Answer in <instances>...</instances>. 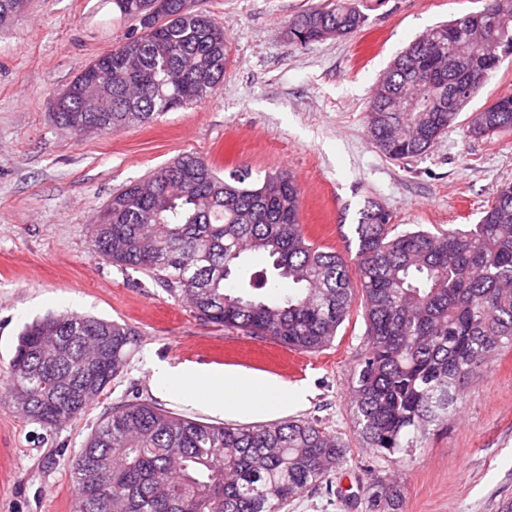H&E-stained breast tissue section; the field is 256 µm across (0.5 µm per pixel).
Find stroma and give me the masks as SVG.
<instances>
[{
    "label": "stroma",
    "mask_w": 512,
    "mask_h": 512,
    "mask_svg": "<svg viewBox=\"0 0 512 512\" xmlns=\"http://www.w3.org/2000/svg\"><path fill=\"white\" fill-rule=\"evenodd\" d=\"M320 2L199 0L228 38L216 94L150 123L87 136L59 125L53 104L125 34L112 0H28L0 26V367L23 326L49 313L115 320L137 333L124 372L54 442L39 444L37 427L0 402V512H58L73 488L64 458L127 399L207 423L227 419L206 399L185 402L176 383L159 384L160 363L192 373L240 369L302 388L300 405L227 420L308 418L342 436L352 456L332 481L344 497L360 496L368 471L391 468L405 487V512H496L512 499V350L495 356L459 415L429 435L414 461L394 467L360 447L350 412L351 377L365 349L361 304L331 344L302 352L205 323L150 273L91 250L89 226L112 195L186 152L221 171L292 174L307 236L339 252L370 201L403 229L479 222L495 192L512 183V134L476 138L462 122L428 155L394 162L371 145L365 114L395 56L439 23L482 9L483 0H353L366 17L357 32L288 45L289 20Z\"/></svg>",
    "instance_id": "stroma-1"
}]
</instances>
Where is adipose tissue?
<instances>
[{
	"label": "adipose tissue",
	"instance_id": "1",
	"mask_svg": "<svg viewBox=\"0 0 512 512\" xmlns=\"http://www.w3.org/2000/svg\"><path fill=\"white\" fill-rule=\"evenodd\" d=\"M154 373L159 382L165 383L180 377L187 383L181 391L184 399L196 401L197 384H204L208 391V405L217 413H241L253 411L258 402L254 390H261L265 396L274 397L276 406L284 407L303 400L304 392L300 388H288L274 378L245 373L235 369L213 370L202 376H182L178 369L167 365H158Z\"/></svg>",
	"mask_w": 512,
	"mask_h": 512
}]
</instances>
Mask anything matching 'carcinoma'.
<instances>
[{
	"instance_id": "cac0c4a2",
	"label": "carcinoma",
	"mask_w": 512,
	"mask_h": 512,
	"mask_svg": "<svg viewBox=\"0 0 512 512\" xmlns=\"http://www.w3.org/2000/svg\"><path fill=\"white\" fill-rule=\"evenodd\" d=\"M148 0H112L130 22L102 57L110 76L71 81L68 113L109 132L201 102L228 61L224 29L189 0H167L172 19L142 23ZM428 31L396 56L366 115L370 143L387 159L426 154L512 54V0ZM365 22L332 0L288 23L292 45L346 37ZM453 45H448V40ZM482 138L512 133V94L467 117ZM301 190L288 173L225 177L183 153L147 180L112 196L90 227L92 250L109 263L152 274L203 321L313 352L330 344L362 297L366 348L352 382L357 440L399 464L459 410L465 389L512 348V184L501 186L470 229H398L371 202L359 211L354 255L315 245L300 224ZM249 254L271 267L243 272ZM239 280L233 291L226 281ZM291 288L276 293L277 280ZM136 331L79 314L24 327L0 370V401L45 440L84 415L127 366ZM347 440L316 421L251 426L206 423L127 401L102 414L67 461L72 512H283L305 491L333 490ZM368 512H404L402 484L370 473Z\"/></svg>"
}]
</instances>
